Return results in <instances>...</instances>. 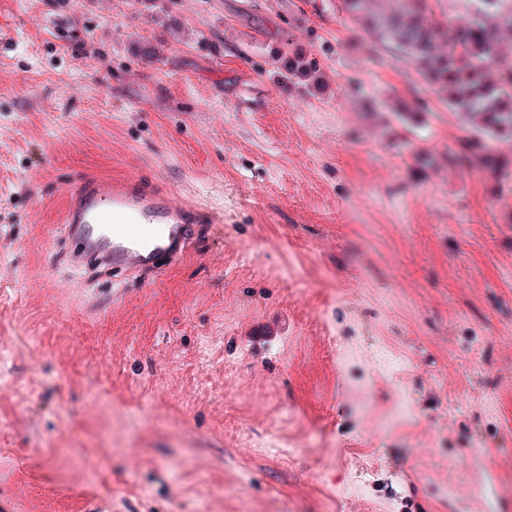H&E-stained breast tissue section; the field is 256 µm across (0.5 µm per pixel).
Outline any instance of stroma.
Instances as JSON below:
<instances>
[{"mask_svg": "<svg viewBox=\"0 0 512 512\" xmlns=\"http://www.w3.org/2000/svg\"><path fill=\"white\" fill-rule=\"evenodd\" d=\"M466 134L341 0H0V512H512V140ZM88 177L195 241L73 261ZM281 63V72L284 80L299 82L310 80L317 73L319 67L318 60L315 57L304 53L282 54L277 58Z\"/></svg>", "mask_w": 512, "mask_h": 512, "instance_id": "35a3bbf8", "label": "stroma"}]
</instances>
